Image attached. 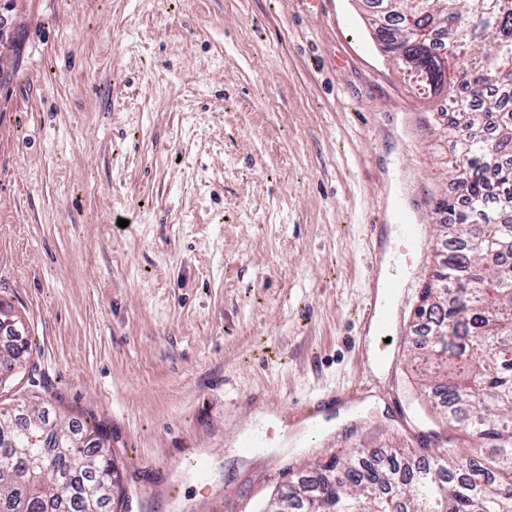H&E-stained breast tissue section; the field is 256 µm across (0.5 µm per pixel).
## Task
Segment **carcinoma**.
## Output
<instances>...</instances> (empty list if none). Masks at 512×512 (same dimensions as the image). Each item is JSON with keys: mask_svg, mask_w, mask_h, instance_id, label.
I'll list each match as a JSON object with an SVG mask.
<instances>
[{"mask_svg": "<svg viewBox=\"0 0 512 512\" xmlns=\"http://www.w3.org/2000/svg\"><path fill=\"white\" fill-rule=\"evenodd\" d=\"M375 38L427 93H455L457 107L435 123L474 129L504 110L493 90L512 83V0L493 12L479 0H379ZM512 114L490 137L460 138L448 170L460 190L449 238L421 292L420 315L441 335L415 354L423 386L443 398L448 426L475 440L465 463L459 449L430 448L417 439V462L405 452L367 463L354 455L323 466L313 484L289 488L294 512H505L512 504V219L474 222L498 211L487 184L497 159L499 187L512 191ZM31 344L0 327V364L23 368ZM107 437L67 420L52 406L0 399V512H112L115 466Z\"/></svg>", "mask_w": 512, "mask_h": 512, "instance_id": "obj_1", "label": "carcinoma"}]
</instances>
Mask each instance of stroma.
<instances>
[{"instance_id":"stroma-1","label":"stroma","mask_w":512,"mask_h":512,"mask_svg":"<svg viewBox=\"0 0 512 512\" xmlns=\"http://www.w3.org/2000/svg\"><path fill=\"white\" fill-rule=\"evenodd\" d=\"M361 0H0V301L32 389L108 434L128 512H261L355 451L465 435L414 375L455 133ZM422 250L376 376L371 227ZM127 227H120V220ZM339 392L309 432L300 402ZM264 446L247 454V434Z\"/></svg>"}]
</instances>
